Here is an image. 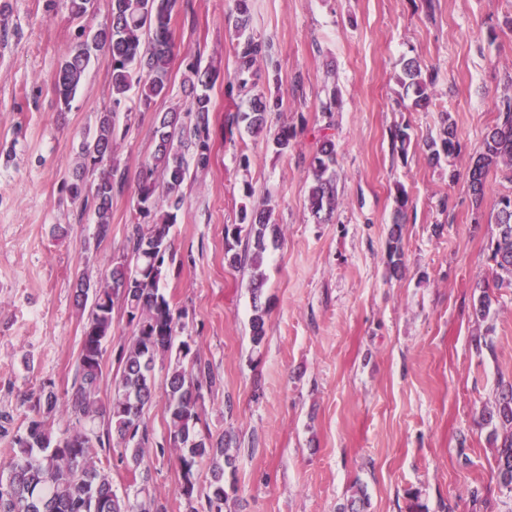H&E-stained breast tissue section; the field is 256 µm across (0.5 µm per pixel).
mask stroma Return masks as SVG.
<instances>
[{"mask_svg": "<svg viewBox=\"0 0 512 512\" xmlns=\"http://www.w3.org/2000/svg\"><path fill=\"white\" fill-rule=\"evenodd\" d=\"M0 15V413L20 426L24 394L47 384L70 390L83 318L81 274L98 279L121 255L135 222L141 165L156 146L159 114L182 112L187 63L216 71L209 88V169L192 173L171 230L175 262L162 285L189 313L184 331L220 382L205 395L213 435L231 434L236 462L224 482V512H336L356 487L367 512H512L496 478V453L482 424L500 380H512V286L495 289L487 323L472 315L492 277L490 207L475 208L463 162H429L425 143L450 113L466 154L479 152L497 103L512 97V0H253L263 43L258 87L280 101L268 125L296 130L276 154L267 139L227 128L226 81L236 69L231 0H180L171 22L175 60L169 94L133 113L115 158L126 189L112 199V232L98 249L93 214L76 218L61 184L82 137L112 103L106 66L93 62L70 111L51 89L77 26L92 31L109 0L72 21L47 0H7ZM419 58L437 74L426 111L408 108L402 62ZM333 78L340 104L322 114ZM410 128L408 153L390 128ZM338 151L341 204L317 222L308 203L310 160L324 129ZM248 167H241V157ZM254 194L245 197L244 184ZM410 197L402 220L403 269L391 275L389 229L398 189ZM269 201L281 229L261 266L266 337L253 346L252 267L224 258V227L242 206ZM100 396L109 399L119 349L131 334L114 305ZM487 336L492 346L477 349ZM146 421L153 434L146 487L112 452L114 489L139 504L154 498L185 512L176 453L167 448L166 399Z\"/></svg>", "mask_w": 512, "mask_h": 512, "instance_id": "1", "label": "stroma"}]
</instances>
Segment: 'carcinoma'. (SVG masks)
Masks as SVG:
<instances>
[{
  "instance_id": "1",
  "label": "carcinoma",
  "mask_w": 512,
  "mask_h": 512,
  "mask_svg": "<svg viewBox=\"0 0 512 512\" xmlns=\"http://www.w3.org/2000/svg\"><path fill=\"white\" fill-rule=\"evenodd\" d=\"M73 19H82L94 8V0H51ZM178 0H110L109 12L91 35L81 27L64 53L53 77L60 109L68 110L92 60H102L112 87V111L100 113L97 126L83 136L78 147L76 167L61 190L78 216L87 211L95 216V243L111 233L112 197L124 191L125 175L118 172L112 155L118 136H126L129 126L119 128L116 117L132 108L147 111L170 89L174 60L171 20ZM231 16L238 42L235 47L237 70L227 81L225 97L236 102L257 76L262 43L251 29L250 0H233ZM400 83L412 94L411 107L425 109L434 94L436 74L422 70L414 57L403 60ZM214 73L192 62L187 65L184 84L192 96L188 123H180L176 113L159 118L157 145L142 166L136 189V224L127 237L123 255L114 259L104 276L93 281L87 275L78 279L76 303L87 310L82 342L71 392L61 398L52 386L25 398L29 415L24 427L9 433L12 421L0 414V434L11 435L7 474L0 473V512H134L126 497L114 490L112 477L102 467L101 456L116 446L131 452L132 475L149 480L144 457L150 454L152 436L145 421V410L155 395L156 362L168 363L163 384L167 400L169 446L177 450L180 495L186 512H224L229 495L224 485V468L234 467L230 441L213 437L203 415V390L217 384L210 365L193 352L187 340L176 341L186 328L188 312L173 306L160 287L174 263L170 240L184 201V187L190 168L206 170L212 159L210 97L204 90ZM248 110L229 114L228 127L245 124L258 134L266 129V116L279 108V100L262 92L251 95ZM295 131L283 126L269 134L268 141L278 154L293 146ZM392 146L407 155L411 146L408 127L390 130ZM428 157L462 156L457 128L445 114L437 136L426 143ZM337 151L331 135L317 142L311 159L310 210L316 219L330 218L340 205L336 185ZM468 184L476 207L485 201L490 167L499 164L505 179L512 182V97L497 103L495 123L484 134L477 155L465 160ZM409 204L403 189L396 196V214L389 233V264L396 274L402 267L400 216ZM498 229L490 244L494 287L512 286V195H501L492 202ZM269 203L242 207L239 223L224 225L225 259L235 267L246 262L258 265L267 250V236L276 232ZM247 244L236 246L241 238ZM262 276H253V315L250 321L254 345L263 342L266 308L261 304ZM121 300L127 322L133 329L128 344L121 348V371L115 377V393L108 401L100 398L105 344L112 341L114 301ZM495 299L483 290L473 302L476 321H486ZM65 428L53 429L57 419ZM483 424L490 428L489 441L496 448L497 479L512 492V382L501 383L494 403L482 412ZM210 463L212 480L199 484L203 463ZM368 499L357 489L337 512H365Z\"/></svg>"
}]
</instances>
